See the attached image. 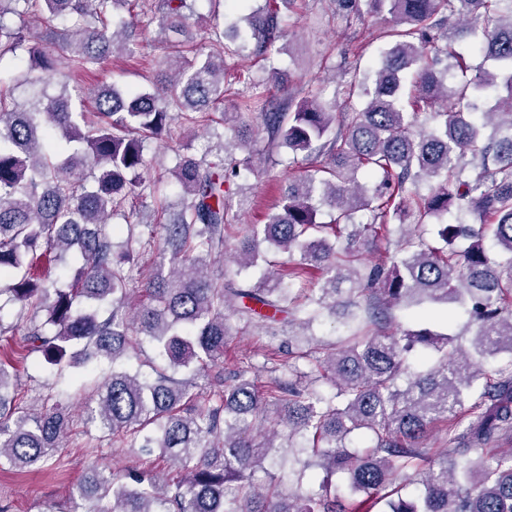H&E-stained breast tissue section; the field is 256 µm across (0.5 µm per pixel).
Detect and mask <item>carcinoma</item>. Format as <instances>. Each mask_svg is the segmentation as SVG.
I'll return each mask as SVG.
<instances>
[{
	"label": "carcinoma",
	"instance_id": "1",
	"mask_svg": "<svg viewBox=\"0 0 512 512\" xmlns=\"http://www.w3.org/2000/svg\"><path fill=\"white\" fill-rule=\"evenodd\" d=\"M139 2L0 0V62L28 57L16 86H0V279L9 281L0 296L14 308L6 322L0 302V335L20 337L22 361L112 365L84 419L152 457L148 470L118 477L104 449H87L93 461L69 512H373L380 502L383 512H512V451L497 448L512 439V362L488 363L512 355V0H333L383 24L389 47L373 73L353 76L339 105L319 87L297 103L267 99L254 125L224 113L234 137L217 143L218 161L181 156L171 171L178 210L161 207L152 225L126 221L117 242L112 217L153 190L142 176L147 142L169 144L178 124L208 125L224 105L225 57L265 56L288 93L275 66L286 0L242 16L246 31L196 15V0H158L159 34L193 41L195 16L208 23L209 48L168 59L150 90L101 87L96 111H85L69 84L133 51L137 25L114 8ZM470 40L479 65L456 50ZM454 70L462 80L450 86ZM489 89L499 95L484 109ZM237 146L248 148L241 159ZM282 148L305 153L311 168L288 179L277 209L230 255L234 276L212 271L249 203L238 182ZM322 208L328 223L317 221ZM449 213L438 245L415 234ZM392 226L390 264H368ZM158 229L169 267L140 284L130 271ZM272 250L298 255L290 282L272 270ZM69 256L81 265L68 283L36 271L41 258L63 267ZM263 264L257 282L237 280ZM310 268L320 280L294 283ZM140 293L146 302L131 307ZM399 307L449 322L464 314L472 350L450 331L389 332ZM325 316L341 320L346 342L295 343L296 328ZM232 317L288 337L294 362L266 386L233 369L202 400L196 379L223 362ZM145 342L170 373L150 380L118 366ZM16 360H0V466L30 471L53 457L69 417L9 395ZM314 379L331 391L304 385ZM439 423L448 447L432 453L424 442ZM303 454L288 490L259 477ZM398 475L419 492L402 496Z\"/></svg>",
	"mask_w": 512,
	"mask_h": 512
}]
</instances>
